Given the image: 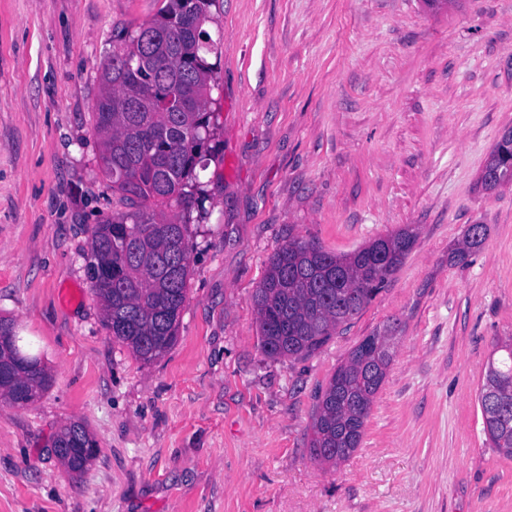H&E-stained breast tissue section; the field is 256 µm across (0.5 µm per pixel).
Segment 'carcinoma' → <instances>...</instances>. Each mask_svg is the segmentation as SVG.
<instances>
[{"label": "carcinoma", "instance_id": "cac0c4a2", "mask_svg": "<svg viewBox=\"0 0 512 512\" xmlns=\"http://www.w3.org/2000/svg\"><path fill=\"white\" fill-rule=\"evenodd\" d=\"M215 0H163L157 16L128 34L104 64L94 112L102 170L127 210L102 217L90 228L88 268L111 277L91 290L115 341L150 364L178 339L187 298L190 248L178 213L200 201L197 170L207 166L215 88L206 53L211 37L203 29ZM480 177L487 191L512 184V169L499 165L493 149ZM487 238L467 227L448 255L465 265ZM417 240L405 228L358 249L336 254L314 241L292 240L270 258L265 278L253 294L263 354L278 360L304 359L321 350L339 327L355 319L382 291ZM395 328L365 337L315 395L310 450L322 465L338 466L360 447L374 400L393 357ZM12 322L0 319V397L14 406L34 403L51 384L24 339L9 338ZM504 352L488 361L478 404L490 447L512 458V336L495 343ZM96 444L86 426L74 421L60 430L56 444L73 453L60 460L85 471L94 456L81 445Z\"/></svg>", "mask_w": 512, "mask_h": 512}]
</instances>
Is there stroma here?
Segmentation results:
<instances>
[{"label":"stroma","instance_id":"35a3bbf8","mask_svg":"<svg viewBox=\"0 0 512 512\" xmlns=\"http://www.w3.org/2000/svg\"><path fill=\"white\" fill-rule=\"evenodd\" d=\"M161 5L0 0V317L52 374L33 404L0 402V512H512V459L478 406L512 334V184L478 183L512 128V0H217L187 300L146 365L103 325L88 228L121 207L99 168L101 68ZM471 224L482 249L450 264ZM405 227L404 264L322 350L262 354L252 294L276 249ZM393 324L360 447L318 465L315 391ZM72 420L98 444L79 475L52 451Z\"/></svg>","mask_w":512,"mask_h":512}]
</instances>
